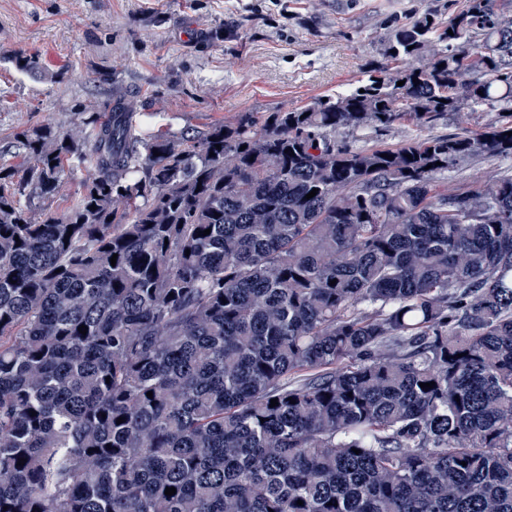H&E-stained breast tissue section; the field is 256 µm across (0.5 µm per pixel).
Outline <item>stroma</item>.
I'll use <instances>...</instances> for the list:
<instances>
[{
    "instance_id": "stroma-1",
    "label": "stroma",
    "mask_w": 512,
    "mask_h": 512,
    "mask_svg": "<svg viewBox=\"0 0 512 512\" xmlns=\"http://www.w3.org/2000/svg\"><path fill=\"white\" fill-rule=\"evenodd\" d=\"M448 0H0V147L44 124L79 133L78 109L122 95L151 132L203 131L238 113L302 106L352 87L381 60L391 13ZM39 55L16 70L12 57ZM497 110L453 112L419 128L347 133L356 147L476 133ZM512 158L475 155L448 175L476 186Z\"/></svg>"
}]
</instances>
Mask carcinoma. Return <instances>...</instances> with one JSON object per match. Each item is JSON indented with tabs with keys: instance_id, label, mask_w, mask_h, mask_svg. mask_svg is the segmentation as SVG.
<instances>
[{
	"instance_id": "cac0c4a2",
	"label": "carcinoma",
	"mask_w": 512,
	"mask_h": 512,
	"mask_svg": "<svg viewBox=\"0 0 512 512\" xmlns=\"http://www.w3.org/2000/svg\"><path fill=\"white\" fill-rule=\"evenodd\" d=\"M383 56L200 134L118 96L79 139L15 137L0 512H512V176L443 185L512 155V8L394 16ZM495 104L475 134L337 140ZM69 160L83 193L34 214ZM499 172L512 174V158H486L475 155L461 163L455 171L448 173V190H452L459 182H465L472 186H478L489 177Z\"/></svg>"
}]
</instances>
